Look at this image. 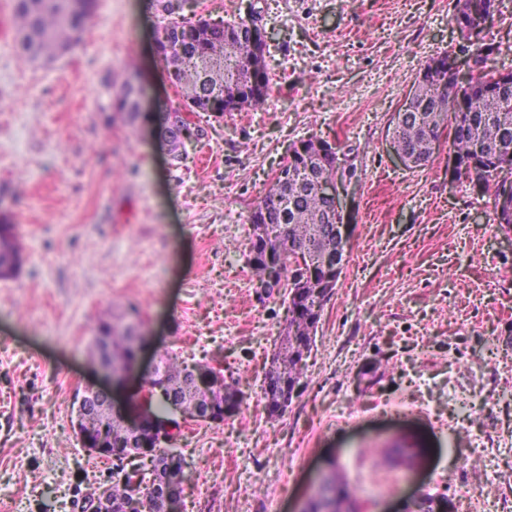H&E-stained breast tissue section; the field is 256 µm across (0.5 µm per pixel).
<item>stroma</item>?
I'll return each instance as SVG.
<instances>
[{"label": "stroma", "instance_id": "obj_1", "mask_svg": "<svg viewBox=\"0 0 512 512\" xmlns=\"http://www.w3.org/2000/svg\"><path fill=\"white\" fill-rule=\"evenodd\" d=\"M456 0H197L196 15L270 34L263 109L208 118L180 162L152 133L182 108L155 51L156 0H96L88 35L59 60L21 59L14 0H0V213L21 272L0 279V512H82L115 463L87 454L73 401L97 383L100 320L137 308L144 360L175 353L242 376L239 412L193 423L172 446L184 512H301L337 472L363 512H407L419 492L451 512H512V232L448 169L450 141L407 169L388 125L422 65L452 53ZM485 41L512 69V0ZM135 125L112 108L126 64ZM316 136L347 168L353 235L323 306L297 395L266 408L288 291L261 294L245 265L250 210L288 148Z\"/></svg>", "mask_w": 512, "mask_h": 512}]
</instances>
